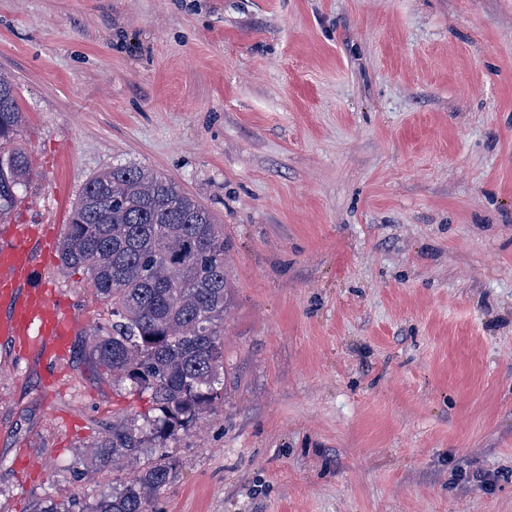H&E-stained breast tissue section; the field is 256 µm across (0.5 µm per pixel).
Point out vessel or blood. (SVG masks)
I'll return each mask as SVG.
<instances>
[{"label":"vessel or blood","instance_id":"1","mask_svg":"<svg viewBox=\"0 0 512 512\" xmlns=\"http://www.w3.org/2000/svg\"><path fill=\"white\" fill-rule=\"evenodd\" d=\"M54 248V236H38L33 225L8 221L0 226V340L38 354L57 374L78 323L55 288L34 280L37 255Z\"/></svg>","mask_w":512,"mask_h":512}]
</instances>
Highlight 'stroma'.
Wrapping results in <instances>:
<instances>
[{"mask_svg": "<svg viewBox=\"0 0 512 512\" xmlns=\"http://www.w3.org/2000/svg\"><path fill=\"white\" fill-rule=\"evenodd\" d=\"M25 123L9 218L63 236L116 165L223 224L224 402L150 512H512V0H0ZM0 342V512L131 469L74 449L145 400Z\"/></svg>", "mask_w": 512, "mask_h": 512, "instance_id": "stroma-1", "label": "stroma"}]
</instances>
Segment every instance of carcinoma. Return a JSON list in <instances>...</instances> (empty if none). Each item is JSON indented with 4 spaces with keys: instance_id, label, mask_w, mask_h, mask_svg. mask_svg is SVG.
<instances>
[{
    "instance_id": "1",
    "label": "carcinoma",
    "mask_w": 512,
    "mask_h": 512,
    "mask_svg": "<svg viewBox=\"0 0 512 512\" xmlns=\"http://www.w3.org/2000/svg\"><path fill=\"white\" fill-rule=\"evenodd\" d=\"M22 122L12 80L0 72L1 219L27 188L28 157L14 146ZM225 245L224 225L170 179L120 165L85 184L61 260L87 271L112 317L90 335L85 359L149 406L112 416L76 452L80 464L134 460L132 477L89 494L77 511L48 495L38 512H148L171 484V445L224 401Z\"/></svg>"
}]
</instances>
